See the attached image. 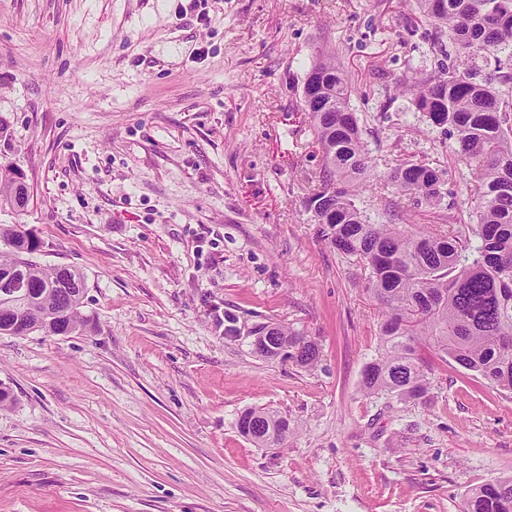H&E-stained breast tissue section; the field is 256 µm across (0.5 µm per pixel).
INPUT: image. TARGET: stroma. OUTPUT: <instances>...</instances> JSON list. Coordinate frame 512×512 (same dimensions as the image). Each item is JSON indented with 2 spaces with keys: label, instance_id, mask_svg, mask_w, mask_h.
<instances>
[{
  "label": "stroma",
  "instance_id": "stroma-1",
  "mask_svg": "<svg viewBox=\"0 0 512 512\" xmlns=\"http://www.w3.org/2000/svg\"><path fill=\"white\" fill-rule=\"evenodd\" d=\"M321 49L375 173L445 172L435 206L359 192L367 218L468 221L455 136L401 92L455 58L414 0H0V163L30 188L0 224L84 274L89 322L0 335V512H460L512 476V393L431 351L428 405L361 389L385 316L307 208ZM267 322L318 364L256 356ZM252 407L287 416L283 447L239 434Z\"/></svg>",
  "mask_w": 512,
  "mask_h": 512
}]
</instances>
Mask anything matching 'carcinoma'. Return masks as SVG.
<instances>
[{
	"instance_id": "1",
	"label": "carcinoma",
	"mask_w": 512,
	"mask_h": 512,
	"mask_svg": "<svg viewBox=\"0 0 512 512\" xmlns=\"http://www.w3.org/2000/svg\"><path fill=\"white\" fill-rule=\"evenodd\" d=\"M423 17L448 30L457 65L433 76L415 71L402 85L418 112L447 126L470 167L475 223L413 231L403 224L370 222L355 192L379 179L372 173L362 129L350 99L352 84L335 55L321 52L306 70L302 101L322 153V183L307 208L322 237L368 271L367 290L385 311L377 357L366 366L362 390L427 404L429 367L419 348L512 392V0H416ZM444 172L401 163L384 182L396 193L433 206L442 198ZM19 195L14 171L0 167V207ZM0 328L28 308L29 298L50 302L65 294L40 331L66 336L85 329L81 307L85 277L68 267L44 268L32 260L38 240L19 224L0 225ZM265 353L301 367L315 365L317 343L276 324ZM239 433L259 448L288 440V418L248 409ZM462 512H512V477L469 491Z\"/></svg>"
}]
</instances>
